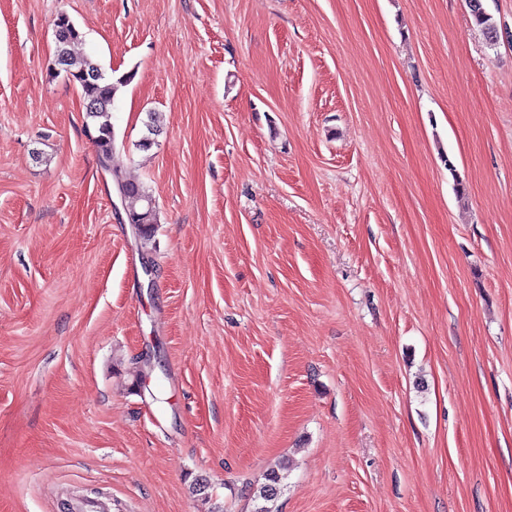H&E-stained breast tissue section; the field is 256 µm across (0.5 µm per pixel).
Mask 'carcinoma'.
<instances>
[{
	"instance_id": "cac0c4a2",
	"label": "carcinoma",
	"mask_w": 512,
	"mask_h": 512,
	"mask_svg": "<svg viewBox=\"0 0 512 512\" xmlns=\"http://www.w3.org/2000/svg\"><path fill=\"white\" fill-rule=\"evenodd\" d=\"M470 14L484 33L499 31L497 22L488 11L472 10ZM54 37L57 71L65 72L81 89L84 110L90 119L84 126L85 134L96 146L100 165L111 176L113 184L124 188L122 206L128 222L140 226L142 240L149 242L154 237L155 225L158 224L155 201L143 184L127 180L121 167L114 162L116 137L110 121L112 104L128 78L112 80L100 65L77 52L82 35L70 18L57 15L54 20ZM282 471L281 467L269 470L266 482L254 492L252 512H274L271 504L282 492Z\"/></svg>"
}]
</instances>
